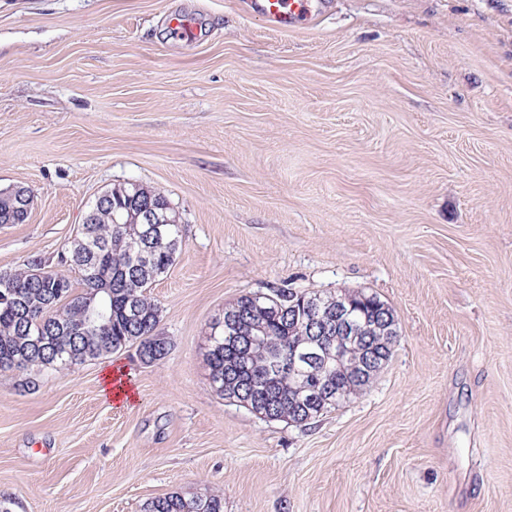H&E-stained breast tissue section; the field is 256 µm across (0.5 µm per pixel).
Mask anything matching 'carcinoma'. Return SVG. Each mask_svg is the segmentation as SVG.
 <instances>
[{
	"mask_svg": "<svg viewBox=\"0 0 512 512\" xmlns=\"http://www.w3.org/2000/svg\"><path fill=\"white\" fill-rule=\"evenodd\" d=\"M132 184L108 190V197L94 204L60 254L68 273L47 272L38 280L34 271L43 270L34 259L25 267L0 271V373L15 367L55 372L71 371L89 361L104 358L133 345L146 363L167 357L171 345L153 340L159 323V308L150 295L153 283L175 262L181 248L179 224H162L156 237L142 242V225L118 224L126 212ZM137 201L157 211L171 213L168 200L159 192L137 185ZM31 197L23 188L0 191V225L21 224L29 216ZM91 261L92 277L75 274V259ZM314 291L280 289L273 298L243 295L228 308L237 313L242 330L254 337L244 352L230 345L224 335V320L215 319L207 336L206 360L210 386L218 395L248 400L249 409L269 420L306 422L310 407L308 380L300 372H278V360L269 347L308 345L303 322L309 315ZM365 328L367 347L377 356L389 358L395 341L375 326L392 310L376 295L359 297L349 293ZM323 381L335 390L354 386L361 392L368 382H354L347 364L331 361ZM142 512H224V501L216 494L186 499L176 493L154 497Z\"/></svg>",
	"mask_w": 512,
	"mask_h": 512,
	"instance_id": "cac0c4a2",
	"label": "carcinoma"
}]
</instances>
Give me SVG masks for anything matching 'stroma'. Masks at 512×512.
Listing matches in <instances>:
<instances>
[{
    "instance_id": "obj_1",
    "label": "stroma",
    "mask_w": 512,
    "mask_h": 512,
    "mask_svg": "<svg viewBox=\"0 0 512 512\" xmlns=\"http://www.w3.org/2000/svg\"><path fill=\"white\" fill-rule=\"evenodd\" d=\"M246 0H0V270L58 269L136 182L183 229L151 290L168 356L0 375L9 512H512V0H332L282 32ZM179 14L194 29L174 36ZM362 290L398 336L305 424L210 387L212 320L246 294ZM124 370L137 399L101 393ZM30 206L31 197L23 188L0 191V225L25 222ZM143 512H223L224 501L216 494L185 499L176 493L154 497L142 507Z\"/></svg>"
}]
</instances>
